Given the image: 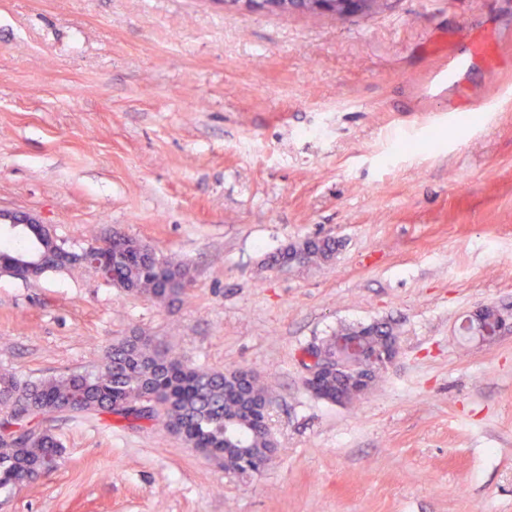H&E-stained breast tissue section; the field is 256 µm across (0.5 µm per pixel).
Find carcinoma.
Wrapping results in <instances>:
<instances>
[{
  "instance_id": "carcinoma-1",
  "label": "carcinoma",
  "mask_w": 512,
  "mask_h": 512,
  "mask_svg": "<svg viewBox=\"0 0 512 512\" xmlns=\"http://www.w3.org/2000/svg\"><path fill=\"white\" fill-rule=\"evenodd\" d=\"M43 243V262L32 269L20 264L16 255L1 250L0 273L25 280L74 265L76 255L62 245L50 237L43 238ZM132 243L133 239L115 234L97 250L112 273L113 285L127 292L134 289L166 307L182 304L191 282L188 266L160 258L144 244L136 249ZM297 249L301 263L324 262L336 251V241L311 239ZM346 334L362 336L375 351L396 342L392 329L379 323ZM239 372V385L231 387L224 373L189 365L154 337L134 334L110 345L103 366L95 373H63L37 382L0 373V411H8V417L0 419V433L31 417L68 411L149 421L158 412L143 403L152 401L163 407L164 427L206 455L224 452L225 415L245 417L247 426L239 436L246 447L256 449L254 469H263L268 464L263 453L268 447L263 410L267 394L251 370L241 368ZM317 391L321 399L332 403L351 405L358 400L347 382L334 377L324 379ZM57 447L59 442L48 430L38 437L0 438V492L9 493L50 470Z\"/></svg>"
}]
</instances>
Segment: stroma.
Here are the masks:
<instances>
[{
  "mask_svg": "<svg viewBox=\"0 0 512 512\" xmlns=\"http://www.w3.org/2000/svg\"><path fill=\"white\" fill-rule=\"evenodd\" d=\"M467 30L497 44L427 82ZM493 112L438 119L449 103ZM0 212L79 251L113 231L189 264L167 308L75 265L0 273V372H94L141 332L267 385L277 452L213 464L160 421L59 413L57 466L0 512H512V0H386L366 17L215 0H0ZM331 236L335 258L266 256ZM390 324L398 353L352 405L303 353ZM476 61V53H462L449 57L432 75V89L444 92L455 86ZM488 312H491V315L486 317ZM471 323L483 339H493L496 336H500L501 332L507 327L512 329V315H510V323H507V319L499 309L493 306H486L476 310L472 316Z\"/></svg>",
  "mask_w": 512,
  "mask_h": 512,
  "instance_id": "stroma-1",
  "label": "stroma"
}]
</instances>
